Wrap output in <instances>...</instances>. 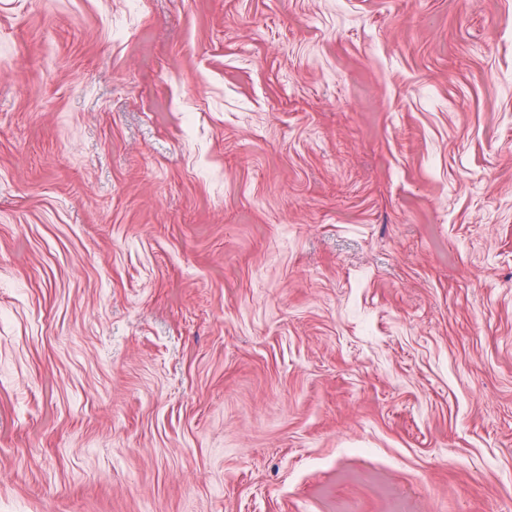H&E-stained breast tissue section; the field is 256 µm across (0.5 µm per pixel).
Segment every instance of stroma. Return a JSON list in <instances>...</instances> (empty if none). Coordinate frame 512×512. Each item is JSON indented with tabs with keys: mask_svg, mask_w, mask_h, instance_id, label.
Instances as JSON below:
<instances>
[{
	"mask_svg": "<svg viewBox=\"0 0 512 512\" xmlns=\"http://www.w3.org/2000/svg\"><path fill=\"white\" fill-rule=\"evenodd\" d=\"M0 512H512V0H0Z\"/></svg>",
	"mask_w": 512,
	"mask_h": 512,
	"instance_id": "obj_1",
	"label": "stroma"
}]
</instances>
